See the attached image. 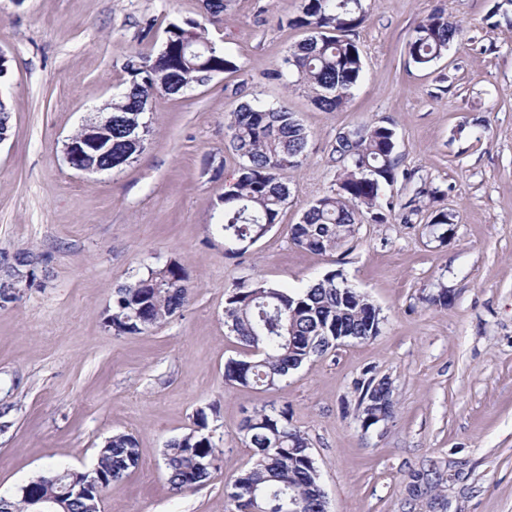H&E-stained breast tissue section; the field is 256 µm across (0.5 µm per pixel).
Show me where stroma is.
<instances>
[{
	"instance_id": "stroma-1",
	"label": "stroma",
	"mask_w": 512,
	"mask_h": 512,
	"mask_svg": "<svg viewBox=\"0 0 512 512\" xmlns=\"http://www.w3.org/2000/svg\"><path fill=\"white\" fill-rule=\"evenodd\" d=\"M301 5L232 0L220 37L237 71L156 96L139 159L88 177L67 165L64 142L111 99L125 55L156 52L167 23L200 17L203 2L0 0L11 115L0 256L48 257L34 286L0 307V408L11 423L0 433V495L57 467L90 470L105 440L125 433L139 462L108 487L102 512H225L226 485L254 460L241 422L272 404L308 438L330 512H512V0H365L363 73L334 112L266 77L306 36L287 24ZM441 8L461 34L416 67L407 45ZM254 97L287 101L308 157L288 174L278 224L234 258L215 230L242 164L224 118ZM381 120L396 131L392 216L363 220L346 249L296 246L292 226L338 182L337 137ZM421 188L436 197H417ZM438 209L453 222L444 243L424 229ZM170 260L186 271L188 305L147 333H115L106 318L116 289ZM331 270L380 308L379 335L305 363L274 391L226 384L238 350L224 326L227 290L255 278L299 290ZM441 287L447 305L430 303ZM367 373L390 379L395 412L365 430L355 383ZM212 405L221 465L204 486L174 492L165 444ZM432 465L438 485L411 495V474Z\"/></svg>"
}]
</instances>
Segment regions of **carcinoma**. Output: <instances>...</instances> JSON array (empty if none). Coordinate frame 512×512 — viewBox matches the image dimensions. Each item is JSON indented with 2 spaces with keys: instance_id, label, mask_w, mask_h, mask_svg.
I'll use <instances>...</instances> for the list:
<instances>
[{
  "instance_id": "1",
  "label": "carcinoma",
  "mask_w": 512,
  "mask_h": 512,
  "mask_svg": "<svg viewBox=\"0 0 512 512\" xmlns=\"http://www.w3.org/2000/svg\"><path fill=\"white\" fill-rule=\"evenodd\" d=\"M201 19L171 21L164 29L158 51L146 55L132 50L123 59L122 92L112 96V168L125 159L137 161L145 142L133 139L128 129L151 120L141 104L157 94L185 95L208 84L214 76L234 72L232 59L212 43L209 27L224 22L228 0H203ZM364 0H304L299 15L288 25L307 32L293 46L270 76L310 94L314 105L334 112L352 97L363 70L356 40L365 23ZM460 28L444 11L420 23L408 43V57L420 68L441 58L459 36ZM229 143L243 159L236 182L220 195L222 214L217 231L224 238V252L240 257L251 241L267 234L279 222L289 197L288 171L306 159L308 134L288 105L255 98L244 102L227 123ZM392 124L380 121L356 127L349 139L337 140L336 160L341 174L335 192L313 202L292 227L295 245L327 254L347 244L361 219L387 221L395 205L380 204L385 187L398 177ZM451 218L438 211L430 221V235L448 240ZM187 275L171 260L150 267L147 273L118 288L112 304V329L119 334H143L176 315L189 303ZM380 309L332 270L309 287L292 290L264 280H244L226 293L224 324L240 351L224 363L227 384L270 391L288 380L305 362L324 356L336 346L334 335L367 340L381 331ZM378 382L374 376L355 382L360 391L361 419H366L367 396ZM254 448L249 469L226 486L224 496L233 512H324L326 496L317 477L315 459L304 433L292 425L288 408L261 407L247 416L240 428ZM279 437L276 448L267 446L269 435ZM224 454L216 427L205 411L197 413L195 427L166 442L164 465L175 490L194 489L212 473L208 462ZM138 444L126 434L108 438L98 450L97 467L106 478L119 479L137 465ZM72 476L55 470L28 482V488L0 504L3 512H30L32 499L66 492ZM254 488L255 498L241 503L234 492Z\"/></svg>"
}]
</instances>
